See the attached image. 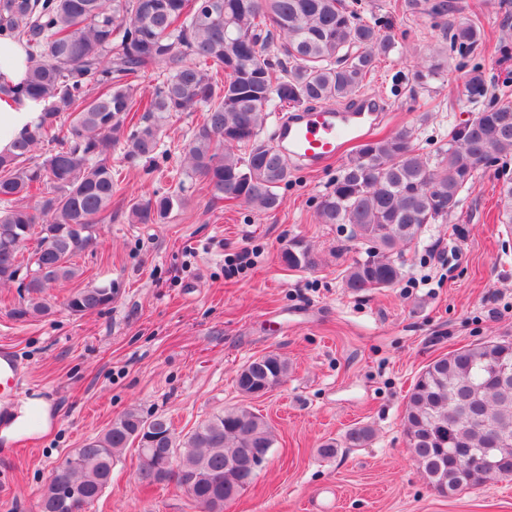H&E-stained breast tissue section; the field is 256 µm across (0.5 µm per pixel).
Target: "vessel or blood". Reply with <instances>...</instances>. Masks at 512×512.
Segmentation results:
<instances>
[{
  "mask_svg": "<svg viewBox=\"0 0 512 512\" xmlns=\"http://www.w3.org/2000/svg\"><path fill=\"white\" fill-rule=\"evenodd\" d=\"M374 121L366 106H324L282 119L278 138L287 142L289 157L317 166L338 158L346 145L366 140Z\"/></svg>",
  "mask_w": 512,
  "mask_h": 512,
  "instance_id": "1",
  "label": "vessel or blood"
}]
</instances>
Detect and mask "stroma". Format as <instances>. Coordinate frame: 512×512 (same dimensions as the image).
Masks as SVG:
<instances>
[{
	"instance_id": "stroma-1",
	"label": "stroma",
	"mask_w": 512,
	"mask_h": 512,
	"mask_svg": "<svg viewBox=\"0 0 512 512\" xmlns=\"http://www.w3.org/2000/svg\"><path fill=\"white\" fill-rule=\"evenodd\" d=\"M399 38L367 77L362 95L377 98L383 137L415 130L440 148L451 124L478 111L467 100L466 68L448 54L442 27L420 10L391 11ZM457 18L475 21L482 43L474 58L489 85L512 78V0H455ZM447 57L439 76L419 79L432 57ZM201 112L163 123L169 152L159 171L146 161H116L112 219L97 244L77 256L80 278L47 291L49 315L19 316L24 292L0 288V357L20 370L14 397L51 399L46 435L0 450V512H39L54 467L85 439L135 409L171 419L184 436L212 414L246 406L274 435L253 483L224 512H512V477L453 497L440 496L411 458L403 425L408 391L433 360L491 340H512V257L497 220L502 173L512 155L481 168L447 223L430 225L403 250L404 276L394 287L353 293L344 269L365 259L348 228L320 223L321 196L343 168H293L283 202L272 212L212 202L206 188L183 180V147ZM185 201L162 224H132L130 203L177 185ZM303 240L315 268L290 269L281 252ZM117 294L101 311L76 316L69 294L100 282ZM275 352L288 361L281 383L259 397L240 393L237 372ZM372 431L360 448L344 447L353 427ZM335 441V454L322 451ZM88 512H198L172 483L141 486L135 448L112 467V481Z\"/></svg>"
}]
</instances>
